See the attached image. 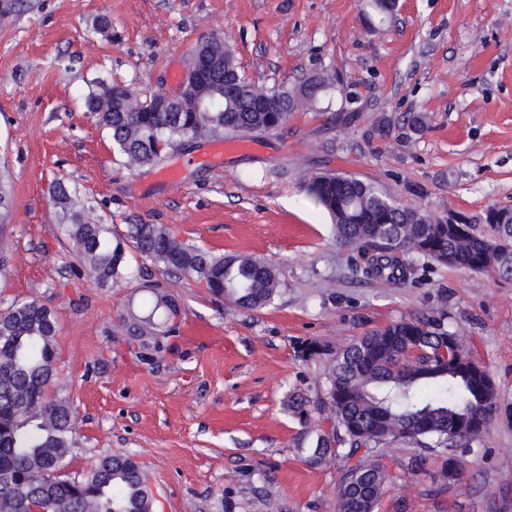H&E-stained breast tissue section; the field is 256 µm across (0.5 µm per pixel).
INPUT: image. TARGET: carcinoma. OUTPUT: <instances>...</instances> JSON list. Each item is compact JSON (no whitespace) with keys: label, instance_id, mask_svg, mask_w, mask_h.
Returning a JSON list of instances; mask_svg holds the SVG:
<instances>
[{"label":"carcinoma","instance_id":"1","mask_svg":"<svg viewBox=\"0 0 512 512\" xmlns=\"http://www.w3.org/2000/svg\"><path fill=\"white\" fill-rule=\"evenodd\" d=\"M197 52L218 68L205 92L218 106L191 112L188 98L178 111L161 112L159 93L138 98L130 112H112L105 99L133 91L118 82H100L85 99L87 111L104 129L113 147L138 167L159 164L169 152L197 140L273 130L288 115L312 107L330 76H315L298 86L259 87L238 71L233 53L213 38ZM236 83V95L224 98L223 80ZM59 227L75 249L84 271L99 287L127 278L132 249L166 272L194 277L214 296L244 310L272 304L283 286L279 269L246 255L217 256L178 239L165 224L129 223L121 232L79 204L62 181L53 184ZM310 198L330 215L336 242L357 252L364 274L408 284L415 279V258L423 257L474 271L512 277V212L490 209L485 226L468 225L459 235L431 216L374 183L333 173H314L304 181ZM147 312L122 316L130 337L144 350L160 349L162 328L178 314L165 288L145 283ZM57 319L36 301L15 302L0 310V512H19L18 503L36 502L41 488L25 484L26 475L44 471L53 512H154L156 497L146 472L132 457L103 455L83 475L62 473L75 445V419L67 401L55 395ZM306 361L324 362L321 384L288 397L299 422L311 413L332 423V438L317 431L303 451L320 466L343 461L336 512L379 508L399 476L380 462L388 447L405 442L415 453L400 464L409 474L422 471L427 453L443 457L439 487L447 488L448 470L473 449L497 411L492 378L457 361L467 355L462 339L445 318L418 315L363 333L338 350L308 341L299 350Z\"/></svg>","mask_w":512,"mask_h":512}]
</instances>
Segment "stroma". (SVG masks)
Instances as JSON below:
<instances>
[{
  "instance_id": "stroma-1",
  "label": "stroma",
  "mask_w": 512,
  "mask_h": 512,
  "mask_svg": "<svg viewBox=\"0 0 512 512\" xmlns=\"http://www.w3.org/2000/svg\"><path fill=\"white\" fill-rule=\"evenodd\" d=\"M365 0H0V176L13 205L0 221V309L51 308L56 369L76 416L66 473L104 454L143 463L155 512H336L342 462L299 450L289 394L318 384L301 342L336 350L364 332L425 313L489 371L499 410L458 480L438 489L442 459L402 475L379 512H512V280L419 261L417 282L373 280L332 239L302 182L331 170L372 182L433 218L480 223L512 209V0H399L371 26ZM112 22L98 34L99 17ZM215 36L256 85L334 84L311 109L255 135V149L196 164L205 139L162 166L131 168L83 100L101 80L138 93L175 90L197 40ZM425 125L413 131L411 114ZM179 166L169 185L164 166ZM63 179L93 215L165 224L224 255L281 265L274 303L243 311L195 280L136 258L132 272L169 289L182 315L161 351L131 344L120 318L142 306L134 284L97 287L56 220Z\"/></svg>"
}]
</instances>
